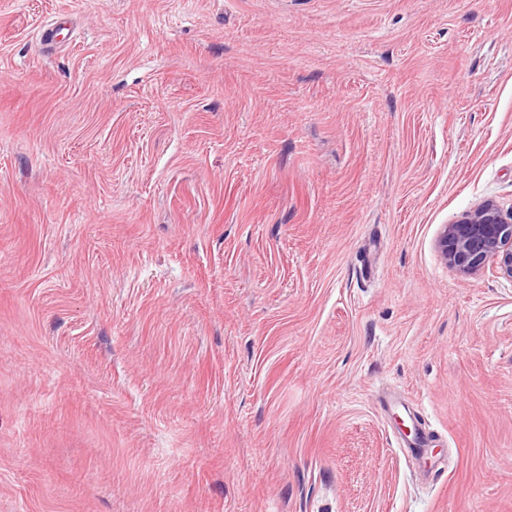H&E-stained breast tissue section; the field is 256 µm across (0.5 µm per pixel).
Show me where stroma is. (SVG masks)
Segmentation results:
<instances>
[{"mask_svg": "<svg viewBox=\"0 0 512 512\" xmlns=\"http://www.w3.org/2000/svg\"><path fill=\"white\" fill-rule=\"evenodd\" d=\"M487 200L512 0H0V512H512ZM443 260L459 273L476 274L488 263L512 278V208L488 200L444 225L437 240Z\"/></svg>", "mask_w": 512, "mask_h": 512, "instance_id": "35a3bbf8", "label": "stroma"}]
</instances>
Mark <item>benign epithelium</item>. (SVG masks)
<instances>
[{
	"label": "benign epithelium",
	"mask_w": 512,
	"mask_h": 512,
	"mask_svg": "<svg viewBox=\"0 0 512 512\" xmlns=\"http://www.w3.org/2000/svg\"><path fill=\"white\" fill-rule=\"evenodd\" d=\"M443 260L469 276L492 264L512 278V209L488 200L444 225L437 240Z\"/></svg>",
	"instance_id": "1"
}]
</instances>
